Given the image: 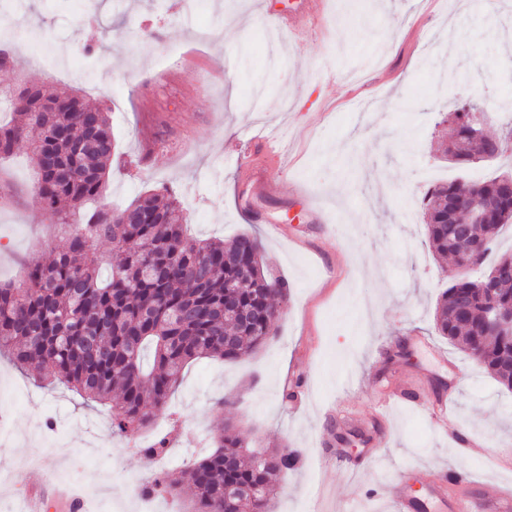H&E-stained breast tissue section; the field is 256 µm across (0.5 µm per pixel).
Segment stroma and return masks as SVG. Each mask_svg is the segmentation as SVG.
<instances>
[{
	"instance_id": "1",
	"label": "stroma",
	"mask_w": 512,
	"mask_h": 512,
	"mask_svg": "<svg viewBox=\"0 0 512 512\" xmlns=\"http://www.w3.org/2000/svg\"><path fill=\"white\" fill-rule=\"evenodd\" d=\"M8 0L0 45L16 49L0 87L38 80L108 107L117 154L102 202L174 192L193 239L257 235L271 272L290 286L274 336L248 357L190 364L169 405L176 443L155 461L138 453L166 432L113 437L109 406L64 385L44 387L0 358V505L25 512V490L66 485L88 512H191L188 497L142 496L157 471L177 479L209 455L222 423L255 448L303 455L270 512H395L392 494L448 512L459 492L512 494V393L438 336L433 314L448 259L427 247L421 200L433 182L488 180L512 157L455 165L438 148L455 100L485 111L484 133L512 127V0H327L326 27L278 33L271 14L296 0ZM97 44L91 56L83 41ZM282 138L281 163L251 151V130ZM271 185L255 194L240 163ZM26 145L0 159V282L68 244L36 203ZM415 395L381 412L392 390ZM237 397L234 405L223 404ZM452 397L448 428L421 410ZM53 429H45L46 421ZM466 443H458L459 435ZM451 475L439 496L431 477Z\"/></svg>"
}]
</instances>
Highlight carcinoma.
I'll return each instance as SVG.
<instances>
[{
  "instance_id": "carcinoma-1",
  "label": "carcinoma",
  "mask_w": 512,
  "mask_h": 512,
  "mask_svg": "<svg viewBox=\"0 0 512 512\" xmlns=\"http://www.w3.org/2000/svg\"><path fill=\"white\" fill-rule=\"evenodd\" d=\"M12 119L0 124V155L28 144L40 180L34 188L42 207L69 228V244L52 261L29 264L25 279L0 283V356L42 381H59L88 402L110 406L112 434L131 436L168 408L185 368L199 358L235 361L260 348L285 313L288 285L268 276L261 240L242 233L229 242L190 241L183 235V203L156 193L127 207L98 209L71 227L69 216L100 196L115 144L107 108L73 93L60 95L42 83L0 89ZM468 104L454 112L455 163L465 166L486 148L467 134ZM500 177L449 182L424 198L428 242L434 253L464 259L455 234L461 206L473 194L489 200L491 223L473 224L470 244L484 264L500 230L512 224V194ZM111 243L105 256L99 240ZM512 253L502 255L480 280L454 279L434 313L438 335L471 355L512 391V339L484 325L489 289L500 306L512 307ZM229 300L249 312L248 320L224 315ZM169 434L143 448L164 456ZM301 464L286 446L249 451L235 427L220 431L216 449L171 483L165 472L143 481L151 496L167 486L191 496L195 512H268L282 480Z\"/></svg>"
}]
</instances>
